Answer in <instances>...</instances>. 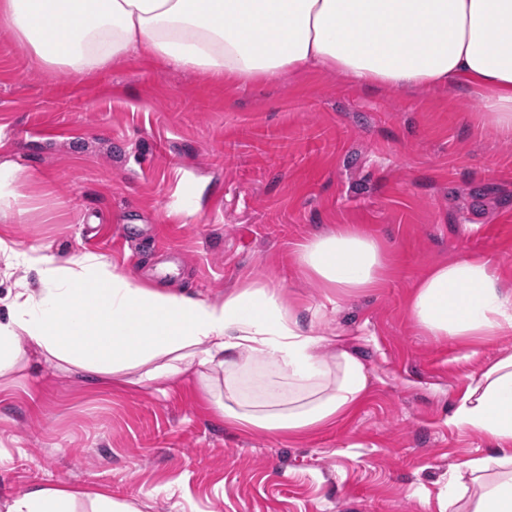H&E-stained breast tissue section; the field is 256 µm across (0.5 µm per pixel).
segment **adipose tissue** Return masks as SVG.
<instances>
[{
	"instance_id": "ef3b65f1",
	"label": "adipose tissue",
	"mask_w": 512,
	"mask_h": 512,
	"mask_svg": "<svg viewBox=\"0 0 512 512\" xmlns=\"http://www.w3.org/2000/svg\"><path fill=\"white\" fill-rule=\"evenodd\" d=\"M10 30L64 77L147 55L238 83L333 71L368 88L466 85L486 120L512 135V0H0ZM300 273L336 298L378 287L385 250L353 224L295 250ZM0 265L35 271L0 299V390L38 357L86 385L167 392L200 379L215 417L240 430L298 437L335 424L366 395L364 358L321 333L326 308L285 303L248 279L222 302L116 273L104 256L60 259L0 238ZM409 313L429 336L468 342L512 332V291L496 268L462 256L414 285ZM449 424L496 442L448 477V512H512V353L474 375ZM60 483L20 488L6 512H74Z\"/></svg>"
}]
</instances>
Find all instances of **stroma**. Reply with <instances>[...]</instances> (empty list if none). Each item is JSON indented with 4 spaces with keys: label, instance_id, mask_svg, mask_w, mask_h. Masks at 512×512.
I'll use <instances>...</instances> for the list:
<instances>
[{
    "label": "stroma",
    "instance_id": "stroma-1",
    "mask_svg": "<svg viewBox=\"0 0 512 512\" xmlns=\"http://www.w3.org/2000/svg\"><path fill=\"white\" fill-rule=\"evenodd\" d=\"M22 176L0 236L223 301L262 278L314 306L310 235L356 224L390 256L330 327L373 372L347 419L301 438L215 418L200 382L89 388L49 363L0 394V512L21 487L99 486L138 512H439L448 473L494 443L449 426L471 375L512 335L469 349L425 335L408 302L431 265L492 260L512 289V136L464 88L367 89L336 73L231 85L131 58L58 78L0 31V163Z\"/></svg>",
    "mask_w": 512,
    "mask_h": 512
}]
</instances>
